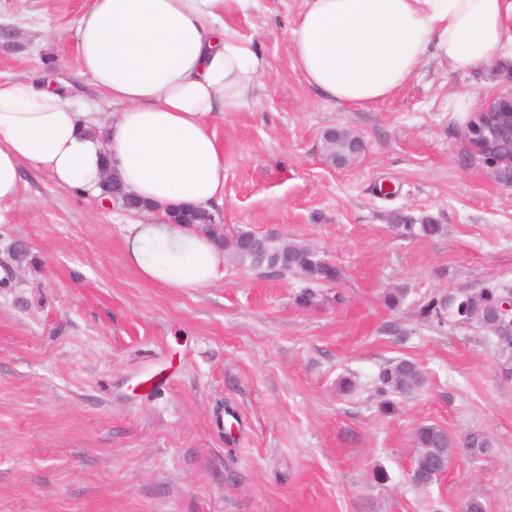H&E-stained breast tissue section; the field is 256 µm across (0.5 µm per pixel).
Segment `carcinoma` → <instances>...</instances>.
<instances>
[{
  "label": "carcinoma",
  "mask_w": 512,
  "mask_h": 512,
  "mask_svg": "<svg viewBox=\"0 0 512 512\" xmlns=\"http://www.w3.org/2000/svg\"><path fill=\"white\" fill-rule=\"evenodd\" d=\"M354 135L340 127L329 129L323 136V149L331 162L345 165L356 156L353 145ZM397 230L403 236L420 235L434 238L444 233V226L431 220L425 224H398ZM201 229L213 237L224 252L231 254L239 264L255 271L265 269L274 271L281 276L301 280L304 287L300 294V303L307 305L320 295L324 289L335 284L341 276L340 269L334 264H327L314 258L310 265L297 261L299 256H307L312 252V246L302 241L288 242V250H283L278 238H260V246L254 247L255 238L249 231L226 233L208 224ZM508 292L498 288H485L477 294L482 310L475 323L492 331L502 346L512 350V317L499 312L503 299ZM470 295H457L455 306L448 301L431 299L422 306V313L429 319L441 325L445 322L461 320L462 304L469 302ZM426 379L419 364L410 359H399L386 366L379 375L378 392L386 397L383 404L388 406L389 395L407 397L423 389ZM413 447L415 456L412 464L413 482L421 487H429L448 469V464L454 455V443L442 428L421 423L413 432Z\"/></svg>",
  "instance_id": "cac0c4a2"
}]
</instances>
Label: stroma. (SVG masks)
<instances>
[{"mask_svg":"<svg viewBox=\"0 0 512 512\" xmlns=\"http://www.w3.org/2000/svg\"><path fill=\"white\" fill-rule=\"evenodd\" d=\"M85 2L0 0V79L47 74L78 108L109 111L76 48ZM302 7L256 0L232 17L268 71L257 105L217 129L224 225L307 242L339 281L304 306L302 282L228 255L209 287L153 286L123 261L133 214L25 168L0 205V265L14 270L0 288V512H463L472 498L512 512V353L479 324L420 313L451 293L512 289V188L448 109L462 93L479 104L511 91L512 61L465 77L432 59L393 98L328 102L293 63ZM334 126L365 145L344 167L323 153ZM396 217L446 231L403 237ZM395 286L407 297L392 310ZM395 358L426 384L387 409L376 388ZM421 423L456 443L424 490L410 477ZM474 439L488 443L476 457Z\"/></svg>","mask_w":512,"mask_h":512,"instance_id":"35a3bbf8","label":"stroma"}]
</instances>
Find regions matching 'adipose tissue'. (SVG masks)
I'll return each mask as SVG.
<instances>
[{"label":"adipose tissue","instance_id":"ef3b65f1","mask_svg":"<svg viewBox=\"0 0 512 512\" xmlns=\"http://www.w3.org/2000/svg\"><path fill=\"white\" fill-rule=\"evenodd\" d=\"M252 0H89L76 25L82 71L118 113L82 112L39 79L0 80V203L24 166L78 193L106 172L155 219L124 225L126 266L185 292L221 274L224 251L172 211L224 206L225 116L258 102L267 61L227 20ZM295 67L328 101L395 96L429 58L449 73L512 58V0H304L290 31Z\"/></svg>","mask_w":512,"mask_h":512}]
</instances>
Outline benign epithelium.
<instances>
[{
    "label": "benign epithelium",
    "mask_w": 512,
    "mask_h": 512,
    "mask_svg": "<svg viewBox=\"0 0 512 512\" xmlns=\"http://www.w3.org/2000/svg\"><path fill=\"white\" fill-rule=\"evenodd\" d=\"M491 100L484 101L473 113L467 125L466 136L475 154L485 160L489 153L497 155V160L487 168L497 182L512 186V109L489 108Z\"/></svg>",
    "instance_id": "benign-epithelium-1"
}]
</instances>
